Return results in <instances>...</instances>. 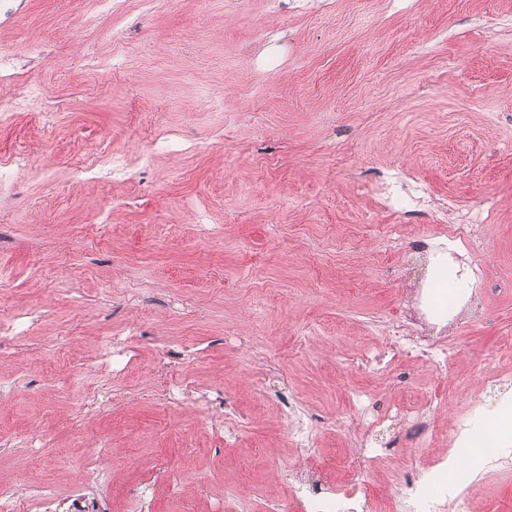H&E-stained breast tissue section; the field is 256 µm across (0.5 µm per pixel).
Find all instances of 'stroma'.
I'll return each mask as SVG.
<instances>
[{"instance_id": "obj_1", "label": "stroma", "mask_w": 512, "mask_h": 512, "mask_svg": "<svg viewBox=\"0 0 512 512\" xmlns=\"http://www.w3.org/2000/svg\"><path fill=\"white\" fill-rule=\"evenodd\" d=\"M28 40L50 54L29 66L39 98L0 125V160L30 159L0 190V315L39 320L0 359V379L37 372L44 355L75 368L0 400V431H37L52 448L0 450V482L79 481L75 416L94 398L102 413L82 427L109 444L111 512L162 463L181 477L182 512H213L228 492L264 512L303 465L290 396L318 422L333 485L348 480L352 433L367 426L356 396L385 412L367 435L393 471L367 476L381 499L405 494L470 415H496L512 448V407L490 382L512 376V0H120L110 13L95 0H0V43ZM164 134L183 150L154 153ZM112 143L127 147V173L82 174ZM390 171L405 191L429 188L422 213L391 215L368 191ZM448 198L484 219L479 247H458L474 268L467 294L450 275L438 291L456 356L363 366V351L384 349L413 243L436 232ZM127 329L132 364L114 379L97 357ZM182 339L201 355L164 364L162 346ZM163 378L221 393L246 419L238 442L225 445L194 406L164 409ZM418 409L435 447L411 440ZM480 461L467 449L453 478L479 476L445 512L512 502V463Z\"/></svg>"}]
</instances>
